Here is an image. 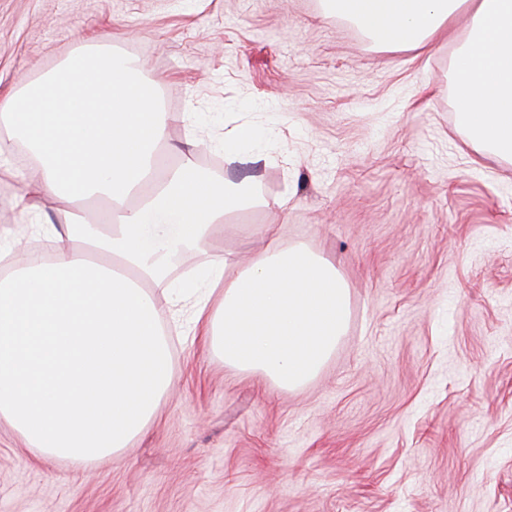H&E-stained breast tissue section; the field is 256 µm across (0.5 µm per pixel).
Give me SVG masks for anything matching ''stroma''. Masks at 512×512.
<instances>
[{
  "mask_svg": "<svg viewBox=\"0 0 512 512\" xmlns=\"http://www.w3.org/2000/svg\"><path fill=\"white\" fill-rule=\"evenodd\" d=\"M103 30L161 78L168 142L194 135L199 170L253 189L208 254L257 255L279 225L335 261L351 320L287 391L189 342L158 300L172 388L155 418L83 462L0 419V512H512V163L468 143L453 41L392 50L322 0H0V94ZM243 122L261 142L216 162ZM35 165L13 142L0 225Z\"/></svg>",
  "mask_w": 512,
  "mask_h": 512,
  "instance_id": "35a3bbf8",
  "label": "stroma"
}]
</instances>
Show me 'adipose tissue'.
<instances>
[{"mask_svg": "<svg viewBox=\"0 0 512 512\" xmlns=\"http://www.w3.org/2000/svg\"><path fill=\"white\" fill-rule=\"evenodd\" d=\"M330 10L396 50L430 52L469 17L451 59L460 125L475 150L512 163V0H330ZM157 81L135 76L109 42L71 52L50 74L0 96V125L37 156L21 177V215L41 199L108 200L105 220L64 209L50 257L31 253L0 274V418L45 455L93 460L126 447L171 382L155 294L195 298L166 260L192 254L224 297L196 300L193 340L225 363L292 389L315 378L344 335L349 293L335 263L279 240L240 264L204 242L243 183L200 174L191 152L157 172L169 113Z\"/></svg>", "mask_w": 512, "mask_h": 512, "instance_id": "ef3b65f1", "label": "adipose tissue"}]
</instances>
